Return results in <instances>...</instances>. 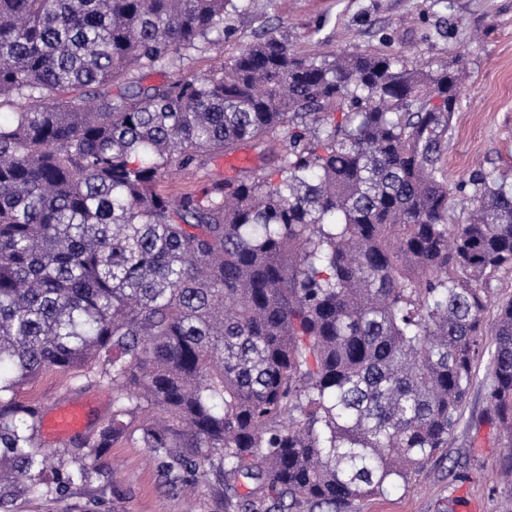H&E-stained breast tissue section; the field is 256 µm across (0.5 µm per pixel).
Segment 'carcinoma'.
<instances>
[{
  "mask_svg": "<svg viewBox=\"0 0 512 512\" xmlns=\"http://www.w3.org/2000/svg\"><path fill=\"white\" fill-rule=\"evenodd\" d=\"M245 0H0V512L64 494L150 409L140 442L175 486L213 475L224 512H336L406 484L461 417L488 356L512 445V184L476 171L452 222L442 165L463 66L317 59L266 31L224 41ZM279 136L271 175L161 193ZM47 370L112 387L66 460L16 399ZM494 283L496 285L494 297L486 312L485 318V323L489 330L492 328L495 321L498 303L502 301L505 302L512 298V271H502L498 274L497 280Z\"/></svg>",
  "mask_w": 512,
  "mask_h": 512,
  "instance_id": "obj_1",
  "label": "carcinoma"
}]
</instances>
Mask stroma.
<instances>
[{
	"mask_svg": "<svg viewBox=\"0 0 512 512\" xmlns=\"http://www.w3.org/2000/svg\"><path fill=\"white\" fill-rule=\"evenodd\" d=\"M222 49L192 54L185 75L198 76L229 60L265 30L288 36L309 54L379 52L410 66L462 60L466 87L453 118L442 163L452 184H466L480 168L512 170V0H246L227 21ZM225 158L191 170H168L163 190L194 191L234 178ZM460 423L425 468L384 494L357 499L339 512H502L512 501V449L486 415L489 366L479 361ZM21 401L43 411L87 405L88 427L112 413V390L79 385L69 374L46 372L22 387ZM105 470L73 486L66 497L21 496L13 512H224L211 483L172 490L150 462L137 433L103 457Z\"/></svg>",
	"mask_w": 512,
	"mask_h": 512,
	"instance_id": "obj_1",
	"label": "stroma"
}]
</instances>
